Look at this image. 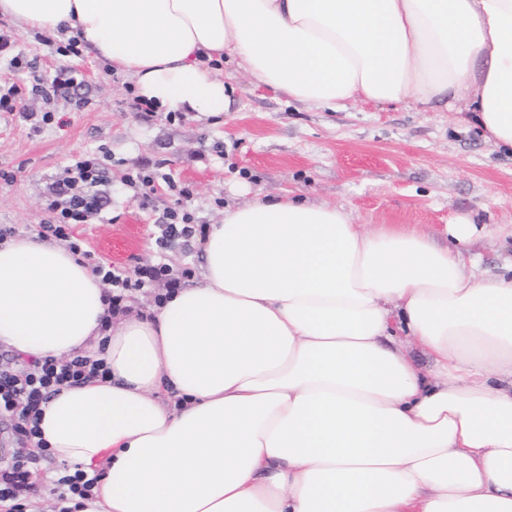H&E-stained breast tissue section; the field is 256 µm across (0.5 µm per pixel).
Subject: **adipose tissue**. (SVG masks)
Segmentation results:
<instances>
[{"mask_svg":"<svg viewBox=\"0 0 512 512\" xmlns=\"http://www.w3.org/2000/svg\"><path fill=\"white\" fill-rule=\"evenodd\" d=\"M79 36L158 112L228 110L224 58L296 102L464 103L512 157V0H0ZM288 192L226 209L197 283L106 326L65 246L0 243V345L103 351L41 406L54 458L104 478L82 512H512V275ZM427 363H419L415 352Z\"/></svg>","mask_w":512,"mask_h":512,"instance_id":"obj_1","label":"adipose tissue"}]
</instances>
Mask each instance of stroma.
<instances>
[{
    "label": "stroma",
    "instance_id": "stroma-1",
    "mask_svg": "<svg viewBox=\"0 0 512 512\" xmlns=\"http://www.w3.org/2000/svg\"><path fill=\"white\" fill-rule=\"evenodd\" d=\"M9 50L0 52V81L29 84L62 70L82 85L69 94L36 99L30 107L55 115L33 131L18 116L0 113V226L29 235L48 218L44 194L75 159L107 155L110 179L100 215L72 228L98 261L144 268L158 258L156 220L176 208L175 186H189L186 209L196 223L220 224L225 209L292 190L345 208L358 224H403L443 240L445 224L468 219L491 233L476 242L479 271L512 262V157L500 154L456 110L405 102L350 103L336 109L288 100L257 84L234 60L221 66L231 105L201 122L128 107L130 77L85 54L62 55L63 41L22 31L0 19ZM31 61L14 72V54ZM166 161L170 182L149 199L128 186L127 173Z\"/></svg>",
    "mask_w": 512,
    "mask_h": 512
}]
</instances>
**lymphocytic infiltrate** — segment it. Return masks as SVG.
Returning a JSON list of instances; mask_svg holds the SVG:
<instances>
[{
	"label": "lymphocytic infiltrate",
	"mask_w": 512,
	"mask_h": 512,
	"mask_svg": "<svg viewBox=\"0 0 512 512\" xmlns=\"http://www.w3.org/2000/svg\"><path fill=\"white\" fill-rule=\"evenodd\" d=\"M82 77L70 72L65 79L37 80L25 87L14 83L0 87V112L21 113L34 128L51 124L50 112H29L25 109L28 96L43 99L54 97L62 87L77 88ZM106 167L100 158L89 155L75 161L64 178L54 181L45 197V209L49 214L46 224L40 225L38 236L55 239L90 263L93 271L106 287L107 313L115 317L128 309L129 301L141 294H151L154 303L176 290L192 276L186 266L175 267L160 261L148 269L128 270L93 261L90 251L82 249L74 240L72 227L85 224L98 215L104 201L107 183ZM111 371L105 358H93L77 354L58 361L52 358L11 357L0 360V418L8 419L13 431L28 444L27 449L16 450L0 457V512H23L22 500L35 490L29 483L31 469L48 454L47 448L37 442L36 417L39 406L64 387H78L88 380H107ZM103 471L86 472L81 469L61 471L56 480L57 512H72L73 499H91Z\"/></svg>",
	"instance_id": "lymphocytic-infiltrate-1"
}]
</instances>
